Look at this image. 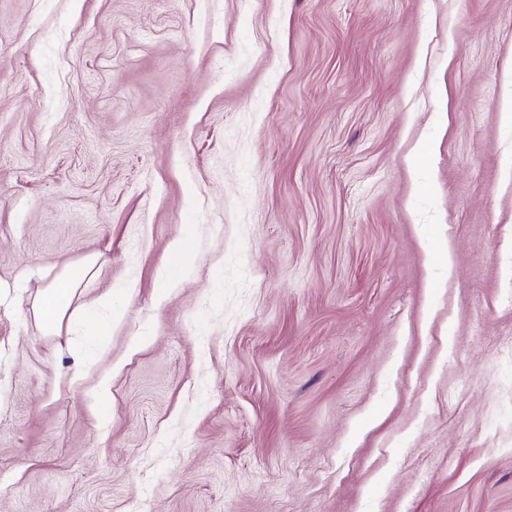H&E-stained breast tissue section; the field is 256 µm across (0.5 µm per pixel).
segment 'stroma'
<instances>
[{
  "mask_svg": "<svg viewBox=\"0 0 512 512\" xmlns=\"http://www.w3.org/2000/svg\"><path fill=\"white\" fill-rule=\"evenodd\" d=\"M507 107L512 0H0V512H512ZM76 286L72 278L63 279L56 288L40 292L34 313L41 326L53 332L60 324L66 309L75 295Z\"/></svg>",
  "mask_w": 512,
  "mask_h": 512,
  "instance_id": "1",
  "label": "stroma"
}]
</instances>
